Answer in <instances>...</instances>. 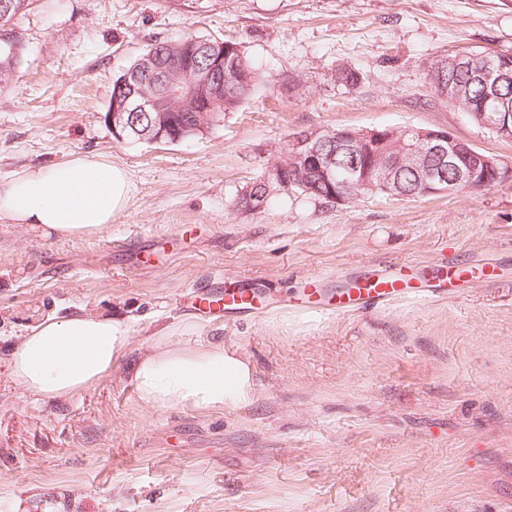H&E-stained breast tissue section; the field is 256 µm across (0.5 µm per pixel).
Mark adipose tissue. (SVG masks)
Returning a JSON list of instances; mask_svg holds the SVG:
<instances>
[{
    "mask_svg": "<svg viewBox=\"0 0 512 512\" xmlns=\"http://www.w3.org/2000/svg\"><path fill=\"white\" fill-rule=\"evenodd\" d=\"M129 172L111 159L75 157L29 168L0 182V218L24 224L43 238L97 235L129 204ZM132 373L143 408L193 406L220 411L254 395L253 369L222 343L181 345L159 325ZM129 320L78 308L47 317L14 341L8 358L13 386L35 398L67 401L111 376L130 353Z\"/></svg>",
    "mask_w": 512,
    "mask_h": 512,
    "instance_id": "adipose-tissue-1",
    "label": "adipose tissue"
}]
</instances>
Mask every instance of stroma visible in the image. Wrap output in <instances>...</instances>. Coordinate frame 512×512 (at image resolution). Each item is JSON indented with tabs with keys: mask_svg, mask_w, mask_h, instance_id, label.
<instances>
[{
	"mask_svg": "<svg viewBox=\"0 0 512 512\" xmlns=\"http://www.w3.org/2000/svg\"><path fill=\"white\" fill-rule=\"evenodd\" d=\"M13 26L24 51L0 84V180L106 156L133 193L96 236L0 221V512H512L511 276L354 317L288 305L311 278L333 288L380 263L512 265V180L233 207L303 131L441 127L512 160V141L425 79L439 56L512 51V0H31ZM186 34L240 43L262 84L203 136L116 138L114 80ZM340 67L357 90L334 82ZM226 282L262 288L264 312L196 317L191 291ZM76 306L131 320L137 352L157 321L179 344L223 343L249 358L252 401L146 410L128 360L66 402L13 388L15 337Z\"/></svg>",
	"mask_w": 512,
	"mask_h": 512,
	"instance_id": "stroma-1",
	"label": "stroma"
}]
</instances>
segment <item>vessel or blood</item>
<instances>
[{"label":"vessel or blood","mask_w":512,"mask_h":512,"mask_svg":"<svg viewBox=\"0 0 512 512\" xmlns=\"http://www.w3.org/2000/svg\"><path fill=\"white\" fill-rule=\"evenodd\" d=\"M466 274L463 264L446 256L435 262L430 277L426 279L418 277L415 265H389L355 279L350 287L332 291L322 288L319 280H309L303 290V298L319 303L324 313L352 316L387 306L404 296L447 298L451 288L462 282ZM247 299L257 302L261 296L256 289L230 284L225 286L222 298H200L199 306L205 312L217 311L230 317L244 312L243 302Z\"/></svg>","instance_id":"1"}]
</instances>
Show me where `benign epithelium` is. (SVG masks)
I'll return each instance as SVG.
<instances>
[{"instance_id":"benign-epithelium-1","label":"benign epithelium","mask_w":512,"mask_h":512,"mask_svg":"<svg viewBox=\"0 0 512 512\" xmlns=\"http://www.w3.org/2000/svg\"><path fill=\"white\" fill-rule=\"evenodd\" d=\"M224 66V43L197 38L188 50L179 48L162 60L153 52L143 56L113 83L106 115L113 133L120 138L147 119L155 128L154 142L180 141L190 130L184 113L193 112L200 121L224 102V81L247 82V73L234 65L233 74L224 76ZM476 76L496 86L512 74L501 65ZM488 103L492 111L482 113L481 127L499 138L512 139V103L497 96ZM289 148L293 165L279 170V185L290 187L289 170L299 177L315 171L331 189L330 201L335 203L353 200L368 190L380 189L394 196L406 170L414 175L424 196L485 190L498 180L512 178L511 160L483 155L442 128L344 126L326 132L304 131ZM267 201L268 192L260 181L247 182L236 195V203L252 212L264 209Z\"/></svg>"}]
</instances>
